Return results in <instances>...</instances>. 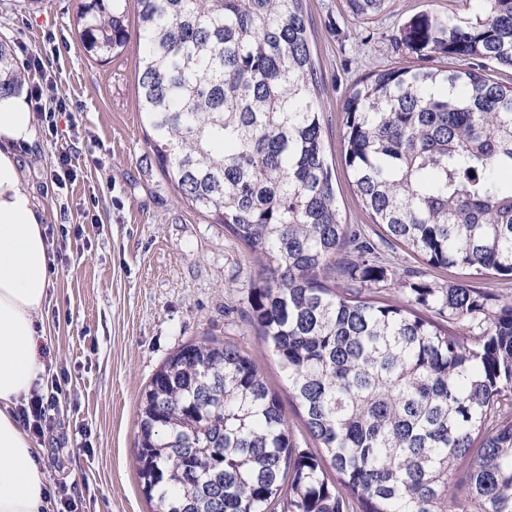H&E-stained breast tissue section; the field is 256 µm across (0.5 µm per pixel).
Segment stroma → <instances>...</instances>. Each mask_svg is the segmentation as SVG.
<instances>
[{"label":"stroma","mask_w":512,"mask_h":512,"mask_svg":"<svg viewBox=\"0 0 512 512\" xmlns=\"http://www.w3.org/2000/svg\"><path fill=\"white\" fill-rule=\"evenodd\" d=\"M77 3L0 0V40L25 74V90H44L37 140L18 151L21 183L44 213L52 272L39 390L52 404L32 439L44 450L51 512H63V491L81 512H152L135 460L137 411L144 387L177 346L204 338L237 346L278 392L295 437L306 433L276 356L248 318V291L264 279L260 260L179 199L146 142L138 43L107 62L90 58L74 33ZM305 8L324 80L321 120L341 217L374 237L381 229L354 195L344 164L342 102L373 69L418 67L393 42L407 18L465 17L474 5L389 0L364 21L348 15L345 0H306ZM58 97L68 111L45 121ZM63 155L75 178L60 187L52 172Z\"/></svg>","instance_id":"stroma-1"}]
</instances>
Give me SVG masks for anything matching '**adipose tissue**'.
<instances>
[{
	"label": "adipose tissue",
	"instance_id": "ef3b65f1",
	"mask_svg": "<svg viewBox=\"0 0 512 512\" xmlns=\"http://www.w3.org/2000/svg\"><path fill=\"white\" fill-rule=\"evenodd\" d=\"M35 138L27 96H0V512H48L42 451L17 414L45 372L40 322L51 286L43 215L15 152Z\"/></svg>",
	"mask_w": 512,
	"mask_h": 512
}]
</instances>
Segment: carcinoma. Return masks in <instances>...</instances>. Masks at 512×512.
Returning a JSON list of instances; mask_svg holds the SVG:
<instances>
[{"label":"carcinoma","mask_w":512,"mask_h":512,"mask_svg":"<svg viewBox=\"0 0 512 512\" xmlns=\"http://www.w3.org/2000/svg\"><path fill=\"white\" fill-rule=\"evenodd\" d=\"M305 0H137L139 108L181 198L265 260L249 296L316 448L279 396L215 339L173 351L144 388L136 461L153 512H512V0L422 12L399 44L458 67H391L344 99L353 191L379 240L342 223ZM388 0H346L360 21ZM76 38L107 61L116 0H80ZM24 75L0 42V95ZM469 280L404 279L384 248ZM390 282L404 301L376 297Z\"/></svg>","instance_id":"cac0c4a2"}]
</instances>
